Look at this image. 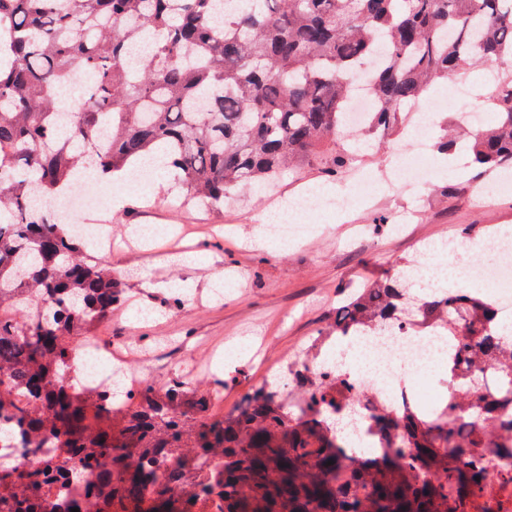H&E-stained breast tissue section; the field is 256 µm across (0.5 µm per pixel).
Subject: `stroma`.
<instances>
[{
  "label": "stroma",
  "instance_id": "35a3bbf8",
  "mask_svg": "<svg viewBox=\"0 0 512 512\" xmlns=\"http://www.w3.org/2000/svg\"><path fill=\"white\" fill-rule=\"evenodd\" d=\"M388 150L372 144L353 174L327 179L322 167L284 174L266 194L241 193L214 209L170 206L185 191L175 177L151 191L132 182L105 184L112 203L103 211L70 212L71 224L112 223L116 247L107 260L120 278L124 298L95 332L98 344L122 357L136 344L142 377L164 386L173 376L199 381L217 395L212 413L231 415L250 390L286 371L318 333L333 323L345 295L402 262H419L440 239L476 240L490 227L512 226V195L484 202L474 186L489 173L461 163L458 154L431 151L427 189L416 184L396 194L356 197L355 178L380 179ZM330 182L352 199L349 212L311 210L299 218L307 234L283 245L268 240L257 249L264 225L256 211L292 200L295 193ZM390 225L372 231L377 218ZM168 226V235L131 239V225ZM200 250L195 264H175L171 255ZM231 281L219 289L216 279Z\"/></svg>",
  "mask_w": 512,
  "mask_h": 512
}]
</instances>
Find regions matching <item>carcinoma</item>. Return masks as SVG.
<instances>
[{
  "mask_svg": "<svg viewBox=\"0 0 512 512\" xmlns=\"http://www.w3.org/2000/svg\"><path fill=\"white\" fill-rule=\"evenodd\" d=\"M0 435L52 436L75 460L0 466V512H472L489 487L479 458L512 457L489 423L481 365L512 361L493 304L472 292L419 297L399 277L336 309L326 331L378 333L390 312L441 324L472 369L442 410L372 414L380 455L348 456L333 434L336 377L288 366L303 411L247 393L211 418L214 397L182 378L149 381L112 404L111 386L76 385V346L123 296L52 206L93 166L132 173L160 149L187 198L214 206L262 193L324 162L345 173L358 76L374 107L366 136L404 130L410 107L477 65L505 75L493 123L463 141L487 170L512 167V0H0ZM86 78L75 112L61 89ZM224 458L207 473L199 460ZM169 463L154 468L157 460ZM349 467V486L336 471Z\"/></svg>",
  "mask_w": 512,
  "mask_h": 512,
  "instance_id": "obj_1",
  "label": "carcinoma"
}]
</instances>
